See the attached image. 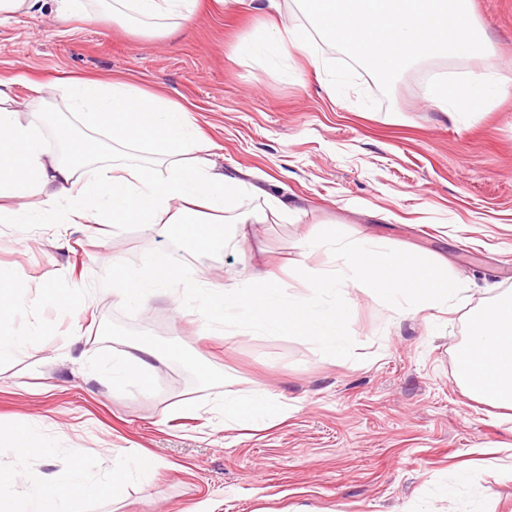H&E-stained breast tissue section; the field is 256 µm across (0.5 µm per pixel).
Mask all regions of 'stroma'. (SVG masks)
<instances>
[{
    "instance_id": "35a3bbf8",
    "label": "stroma",
    "mask_w": 512,
    "mask_h": 512,
    "mask_svg": "<svg viewBox=\"0 0 512 512\" xmlns=\"http://www.w3.org/2000/svg\"><path fill=\"white\" fill-rule=\"evenodd\" d=\"M53 7L0 23V77L17 80L19 120L55 116L42 129L48 154L65 132L92 135L67 110L65 79L119 82L184 106L213 143L211 160L255 186L245 233L219 256L188 257L198 284L239 287L261 269L290 297L307 296L296 268L339 261L305 242L333 225L356 242L426 252L462 291L450 312L404 313L349 289L355 356L334 358L299 338L207 328L179 288L122 313L98 285L102 262L169 249L163 225L0 224V268L27 281L0 334L39 335L0 363V425L32 417L52 449L22 464L0 450V473H24L21 507L44 474L79 464L99 475L136 452L152 468L121 499L84 496L76 512H512V419L474 399L456 370L471 317L512 293V85L457 121L426 95L435 78H512V0H472L484 54L413 66L386 100L363 69L341 95L303 55H238L274 26H306L293 4L199 0L194 19L166 35L104 11L59 24ZM271 197L288 219L269 216ZM76 294L77 309L61 305ZM135 347L161 356L146 390L113 387V354ZM258 388L287 404V418L225 428L214 405Z\"/></svg>"
}]
</instances>
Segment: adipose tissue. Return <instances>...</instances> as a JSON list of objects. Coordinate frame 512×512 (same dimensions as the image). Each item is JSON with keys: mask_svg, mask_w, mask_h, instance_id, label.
<instances>
[{"mask_svg": "<svg viewBox=\"0 0 512 512\" xmlns=\"http://www.w3.org/2000/svg\"><path fill=\"white\" fill-rule=\"evenodd\" d=\"M113 17L139 22L146 31L159 32L166 21L187 23L197 0H107ZM303 31L287 26L262 41L242 42V56L264 54L285 58L305 50ZM15 79L0 78V192L28 197L31 207L15 211L0 207V224H20L48 219L52 205L68 200L69 224H164L185 223L193 209H202L206 222L190 226L198 247H211L224 236L228 212L241 209L247 187L225 175L207 158L184 162L182 154L194 134L187 110L174 102L123 83L71 79L67 82L69 110L87 128L101 129L106 142L85 138L73 141L70 157L47 159L38 121L20 122L15 107ZM503 84L484 74L466 75L462 87L434 85L428 99L440 110L454 107L458 93H465L470 111H482L489 99L502 92ZM147 141L158 147L156 165L115 163L99 165L97 155L106 146L121 148ZM166 177H158L157 166ZM458 375L473 397L502 409H512V295L498 299L476 315L457 360ZM220 412L225 424L268 425L288 416L279 399L257 389L245 399L225 400ZM6 445L21 462L47 455L49 448L36 424L27 422L0 428V445ZM143 456H131L112 464L104 482L92 483L87 471L74 467L65 478L43 483L36 497L37 512H73L76 494L97 490L122 496L134 474L151 468Z\"/></svg>", "mask_w": 512, "mask_h": 512, "instance_id": "adipose-tissue-1", "label": "adipose tissue"}]
</instances>
